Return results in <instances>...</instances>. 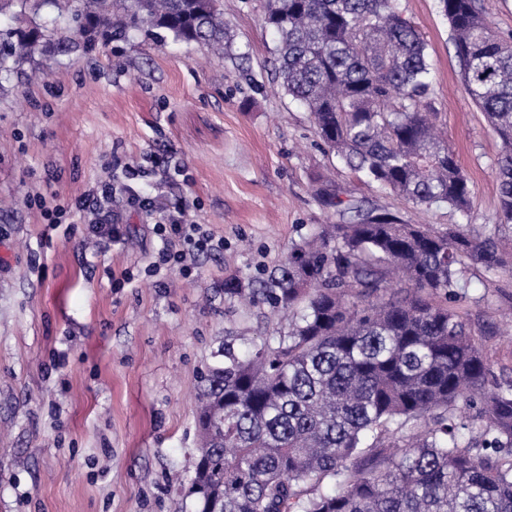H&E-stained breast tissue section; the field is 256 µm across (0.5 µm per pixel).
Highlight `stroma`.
Wrapping results in <instances>:
<instances>
[{"label": "stroma", "mask_w": 512, "mask_h": 512, "mask_svg": "<svg viewBox=\"0 0 512 512\" xmlns=\"http://www.w3.org/2000/svg\"><path fill=\"white\" fill-rule=\"evenodd\" d=\"M230 55L141 31L61 61L42 82L19 70L0 87V512H189L198 448L194 391L225 342L278 329L268 305L224 296L292 242L332 220L311 193L328 173L345 199L452 224L447 205L416 209L326 156L307 109L275 78L276 34L263 0H222ZM427 43L432 104L469 177L474 224L498 220V143L464 91L438 0H398ZM149 164L143 195L186 199L224 239L190 275L148 266L162 247L122 208L110 247L83 218L43 222L29 195L66 204L108 175ZM454 308L512 378V271L471 268Z\"/></svg>", "instance_id": "obj_1"}]
</instances>
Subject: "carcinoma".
Returning a JSON list of instances; mask_svg holds the SVG:
<instances>
[{
	"instance_id": "obj_1",
	"label": "carcinoma",
	"mask_w": 512,
	"mask_h": 512,
	"mask_svg": "<svg viewBox=\"0 0 512 512\" xmlns=\"http://www.w3.org/2000/svg\"><path fill=\"white\" fill-rule=\"evenodd\" d=\"M54 32L14 14L0 78L132 30L232 48L221 0H71ZM462 85L500 141L498 224L469 221V179L437 129L426 46L397 0H265L281 89L310 112L324 152L419 208L461 221L411 224L344 205L315 181L321 224L230 301L262 302L288 329L226 343L196 390L205 430L186 489L191 512H512V380L448 305L470 268L504 266L512 224V40L481 0H439Z\"/></svg>"
}]
</instances>
